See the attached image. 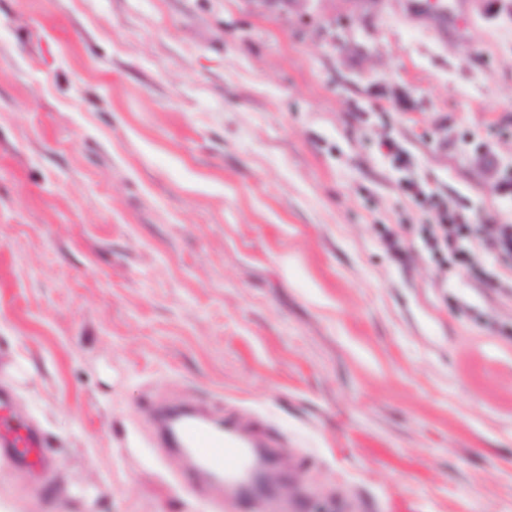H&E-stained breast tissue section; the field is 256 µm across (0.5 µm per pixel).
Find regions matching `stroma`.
I'll use <instances>...</instances> for the list:
<instances>
[{
    "instance_id": "35a3bbf8",
    "label": "stroma",
    "mask_w": 512,
    "mask_h": 512,
    "mask_svg": "<svg viewBox=\"0 0 512 512\" xmlns=\"http://www.w3.org/2000/svg\"><path fill=\"white\" fill-rule=\"evenodd\" d=\"M418 2L0 0V506L207 512L148 419L219 397L268 512H512V292L380 237L512 224V15ZM0 464L7 467H46L49 460L40 453V440L26 428L0 416Z\"/></svg>"
}]
</instances>
